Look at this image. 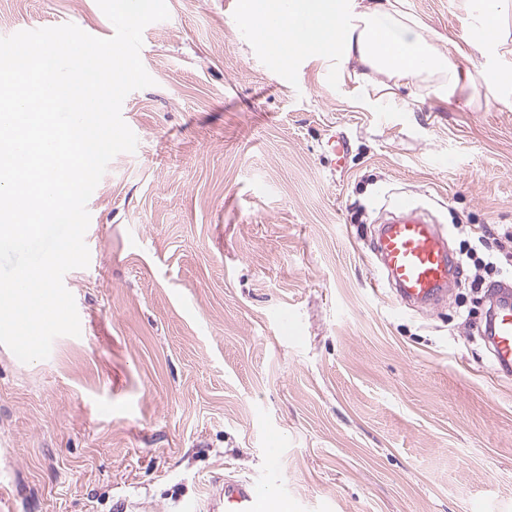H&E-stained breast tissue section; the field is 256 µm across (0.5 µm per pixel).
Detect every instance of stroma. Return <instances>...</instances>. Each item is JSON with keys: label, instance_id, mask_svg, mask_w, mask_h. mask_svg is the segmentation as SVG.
Masks as SVG:
<instances>
[{"label": "stroma", "instance_id": "1", "mask_svg": "<svg viewBox=\"0 0 512 512\" xmlns=\"http://www.w3.org/2000/svg\"><path fill=\"white\" fill-rule=\"evenodd\" d=\"M166 2L143 31L154 84L121 109L137 148L109 163L90 264L63 278L81 334L29 364L0 344L14 512H183L227 476L298 512H512V376L479 336L512 282V0H401L461 80L370 99L340 53L270 59L274 0ZM67 23L115 33L96 0H0V37ZM397 190L463 265L445 305L376 285ZM472 248L496 263L479 289Z\"/></svg>", "mask_w": 512, "mask_h": 512}]
</instances>
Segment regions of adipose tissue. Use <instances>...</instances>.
Instances as JSON below:
<instances>
[{
  "label": "adipose tissue",
  "instance_id": "ef3b65f1",
  "mask_svg": "<svg viewBox=\"0 0 512 512\" xmlns=\"http://www.w3.org/2000/svg\"><path fill=\"white\" fill-rule=\"evenodd\" d=\"M285 21L293 46L322 52L341 44L342 77L358 79L366 68L383 74L395 89L434 86L449 95L459 83L457 65L434 50L421 24L395 0H366L353 12L344 0H293Z\"/></svg>",
  "mask_w": 512,
  "mask_h": 512
}]
</instances>
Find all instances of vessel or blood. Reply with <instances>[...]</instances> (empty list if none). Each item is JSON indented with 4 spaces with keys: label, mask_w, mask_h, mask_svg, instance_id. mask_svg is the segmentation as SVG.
<instances>
[{
    "label": "vessel or blood",
    "mask_w": 512,
    "mask_h": 512,
    "mask_svg": "<svg viewBox=\"0 0 512 512\" xmlns=\"http://www.w3.org/2000/svg\"><path fill=\"white\" fill-rule=\"evenodd\" d=\"M389 213L380 225L376 254L388 284L404 304L420 307L439 304L457 265L434 217L399 192L387 200ZM484 338L498 374H512V284L501 283L488 314ZM278 499L265 484L225 478L213 495L211 512H274Z\"/></svg>",
    "instance_id": "b4317fda"
}]
</instances>
